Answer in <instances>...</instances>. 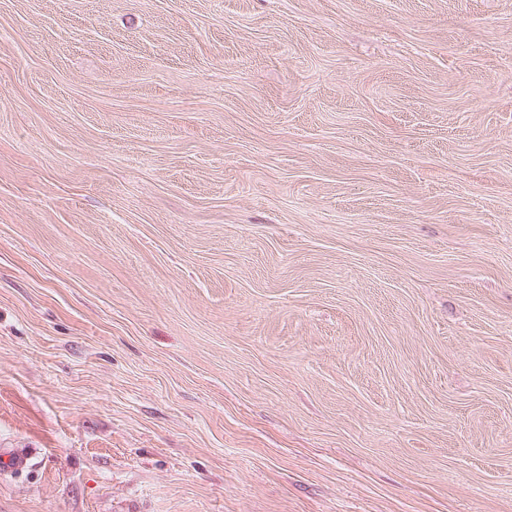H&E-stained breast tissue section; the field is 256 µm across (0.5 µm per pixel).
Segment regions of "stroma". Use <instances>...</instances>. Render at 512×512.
Returning <instances> with one entry per match:
<instances>
[{
    "label": "stroma",
    "instance_id": "1",
    "mask_svg": "<svg viewBox=\"0 0 512 512\" xmlns=\"http://www.w3.org/2000/svg\"><path fill=\"white\" fill-rule=\"evenodd\" d=\"M0 512H512V0H0ZM37 453L35 448H0V474L16 475L29 472Z\"/></svg>",
    "mask_w": 512,
    "mask_h": 512
}]
</instances>
